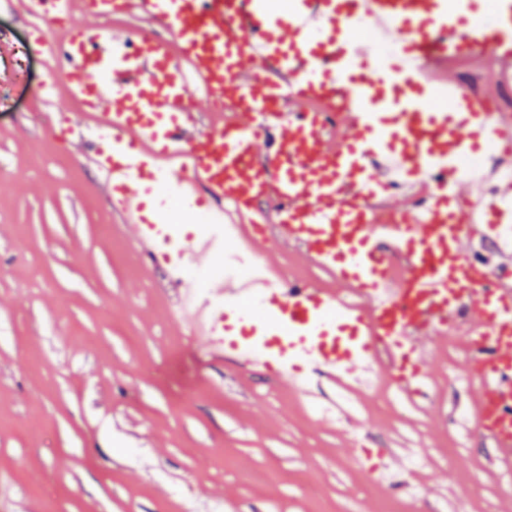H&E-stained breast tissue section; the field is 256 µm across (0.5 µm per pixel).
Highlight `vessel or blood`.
Here are the masks:
<instances>
[{"instance_id": "obj_1", "label": "vessel or blood", "mask_w": 512, "mask_h": 512, "mask_svg": "<svg viewBox=\"0 0 512 512\" xmlns=\"http://www.w3.org/2000/svg\"><path fill=\"white\" fill-rule=\"evenodd\" d=\"M61 32L44 95L77 101L100 141L84 152L137 254L164 262L180 288L174 316L216 360L287 379L362 390L378 354L406 399L424 396L429 342L462 336L481 384L476 425L512 462V182L474 193L462 159L512 151V113L492 109L512 81V0L484 23L475 0H23ZM83 27L71 28L75 14ZM156 22L170 39L106 36L102 19ZM381 25L390 52L352 31ZM493 58L487 90L463 88L455 64ZM447 92V107L433 102ZM224 109L199 112L198 95ZM430 199L388 198V162ZM207 217L199 234L168 223L171 203ZM295 246L331 284L288 283L259 252ZM254 265L237 278L212 271ZM211 269L206 289L188 274ZM359 297L342 304L343 291ZM411 448H367L375 480Z\"/></svg>"}]
</instances>
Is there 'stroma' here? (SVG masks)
<instances>
[{
    "instance_id": "1",
    "label": "stroma",
    "mask_w": 512,
    "mask_h": 512,
    "mask_svg": "<svg viewBox=\"0 0 512 512\" xmlns=\"http://www.w3.org/2000/svg\"><path fill=\"white\" fill-rule=\"evenodd\" d=\"M38 25L0 0V512H506L512 471L472 427L481 388L455 337L428 399L380 379L339 424L318 409L341 385L300 400L192 340L64 138L93 121L44 100ZM356 441L419 464L376 483Z\"/></svg>"
}]
</instances>
